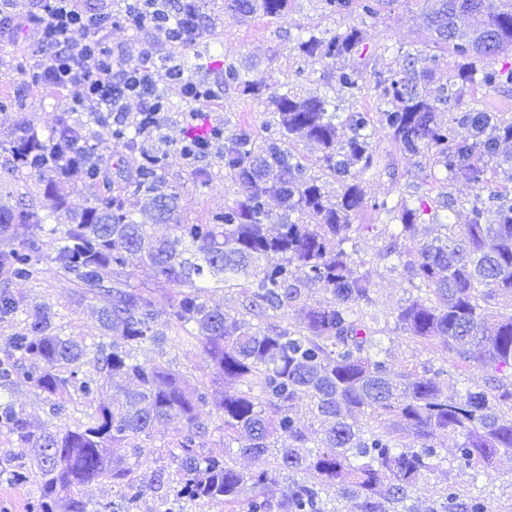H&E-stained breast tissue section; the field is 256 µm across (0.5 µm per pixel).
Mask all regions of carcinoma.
Masks as SVG:
<instances>
[{
	"instance_id": "obj_1",
	"label": "carcinoma",
	"mask_w": 512,
	"mask_h": 512,
	"mask_svg": "<svg viewBox=\"0 0 512 512\" xmlns=\"http://www.w3.org/2000/svg\"><path fill=\"white\" fill-rule=\"evenodd\" d=\"M289 0H224L232 16L277 17ZM330 15L361 18L332 34L310 31L299 40L300 56L336 65L339 90L373 93L378 111L350 112L339 119L325 95L303 96L282 81L258 83L232 64L224 83L191 77L187 94L205 104L232 87L240 95L277 114L276 128L256 136L240 128L198 130V111L186 116L190 132L181 143L192 166L221 152L224 172L238 186L237 198L202 224H186L177 214V193L168 184L166 150L145 151L140 141L161 137L163 114L174 111L164 92L153 93L155 107L131 122L106 124L105 138L92 145L122 140L132 173L119 182L99 162H86L83 136L68 113L43 133L33 124L16 127L9 148L11 176L33 178L51 201V210L0 205V237L25 236L0 251V270L9 278L38 282L44 275L42 237L56 243L54 260L82 296L106 295L112 305L99 317V336L86 344L80 336H61L55 314L45 311L7 337L0 357V388L25 373L51 402V414L67 411V397H91L98 384L80 375L91 354L112 381V399L88 422L54 430L34 429L14 404L0 402V434L33 451L36 471L21 465L9 478L26 483L36 477L28 512H98L80 487L97 479L112 483L116 495L132 506L145 491L134 467L146 453L156 425L177 421L171 441L177 478L160 471L153 487L165 512L183 501L200 506L245 504L246 512H328L323 487L356 501L357 512H486L483 500L463 496L448 485L436 499H413L439 469L436 439L461 438L453 461L459 469L486 472L503 453L512 452V422L496 410L512 408V314L500 311L512 302V195L493 185L488 174L512 182V118L493 107L448 113L438 118L448 97L473 96L482 89L512 83V66L487 65L512 47V8L501 0H429L424 21L436 35L437 51L396 58L379 68L381 55L370 49L364 18L377 15L392 0H322ZM136 28L163 22L173 39V65L167 76L178 80L189 56L208 54L201 46L200 13L186 0H136L126 6ZM457 59L449 84L430 92L440 53ZM381 126L405 158L446 173L448 184L465 181L478 192L466 200L451 195L369 198L352 170L376 166L374 134ZM469 131L457 139L456 128ZM320 152L327 180L310 176L299 143ZM74 169L89 204L79 212L67 207ZM337 185L328 191L329 182ZM133 191L145 197L159 224L173 232L157 238L151 225L138 223L125 209ZM280 208L275 230L267 227L269 200ZM493 224L483 223L489 208ZM464 214V222L440 221L439 209ZM372 211L398 222L399 232L381 256H396L409 296L393 312L395 328L419 344L441 348L461 363H477L491 372L486 389L465 399L442 395L448 370L423 366L397 370L383 356L378 320L368 313L373 284L363 265L346 248L357 215ZM137 256L152 276L171 287L168 332L156 327L153 296L128 287L122 274ZM237 289L243 312L232 315L208 296V284ZM320 283L330 300L312 304L309 285ZM18 302L0 291V319L13 318ZM292 312V321L284 320ZM270 320L255 325L246 316ZM201 349L214 375L227 384L222 392L205 382L188 391L184 375L152 357L165 345ZM307 397L319 422L303 424L291 414L293 402ZM212 406L224 426V447L240 438V452L268 453L274 467L245 474L224 459L200 449L199 412ZM389 416L384 426L349 422L355 412ZM411 438L402 446L397 436ZM124 458L131 466L118 465ZM288 481V491L275 487ZM389 484L392 497L381 496Z\"/></svg>"
}]
</instances>
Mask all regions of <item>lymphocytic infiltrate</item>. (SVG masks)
Instances as JSON below:
<instances>
[{"label":"lymphocytic infiltrate","mask_w":512,"mask_h":512,"mask_svg":"<svg viewBox=\"0 0 512 512\" xmlns=\"http://www.w3.org/2000/svg\"><path fill=\"white\" fill-rule=\"evenodd\" d=\"M9 7V0H0V15L6 16L9 30L34 27L40 42L54 45V52L40 60L39 70L49 86L69 92L68 111L109 113L121 122L127 118L122 91L131 77H139L144 89L153 87L150 67L114 69L116 52L103 24L112 15L109 0L93 12L79 0H30L23 16L9 15ZM75 29L82 31V40L68 42V32Z\"/></svg>","instance_id":"obj_1"}]
</instances>
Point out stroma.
<instances>
[{"mask_svg":"<svg viewBox=\"0 0 512 512\" xmlns=\"http://www.w3.org/2000/svg\"><path fill=\"white\" fill-rule=\"evenodd\" d=\"M127 0H112V12L118 20L109 28L107 35L115 50L120 51L123 67L137 66L141 50H149L154 62H162L169 53L168 44L158 42L151 30L138 29L119 18ZM424 8V0H393L392 4L381 9L379 14L369 19V30L377 44L387 46L390 54H413L432 43L434 34L426 29L419 16ZM201 11L205 17L202 27V40L210 49V56L203 64L210 80L223 81L224 67L234 64L245 71L249 78L262 82L271 79L276 69H283L284 79L297 85L308 95L335 97L339 114L356 110L375 111L377 103L370 97L349 98L336 94L333 87L324 81L333 68L323 62H311L298 57L295 50L297 38L302 29L315 27L320 30L336 29L341 19L325 13L321 0H290L287 9L277 18L252 16L234 19L224 13V0H205ZM30 30L7 40H0V96H15L18 104L0 110V164L5 163V152L22 116H31L37 127L46 130L56 126L59 116L66 107V92L46 95L27 88L26 71L37 65L40 55ZM207 125H219L229 129L246 127L259 135H266V126L274 117L263 107L243 100L234 90H226L217 100L203 107ZM186 129L179 113H167L164 119L161 139L144 140V149L159 147L170 151L166 179L177 192V210L182 221L197 223L210 213L223 210L237 195V187L224 175V160L219 155H210L202 166L209 176L208 184H200L190 168L176 154L175 149L183 140ZM377 149L386 162L394 164V175L365 177L363 186L367 196H383L397 199L404 196L415 198L426 193H440L450 190L453 196L473 195L472 185L455 183L451 187L432 182L429 177L406 161L398 147L385 134H378ZM361 228L351 235L347 246L355 260L363 264V272L368 273L374 284V313L385 321L382 346L388 359L395 366L420 367L430 365L449 369L450 374L441 384L443 395L456 397L466 390L485 386L489 374L471 363L452 367L445 352L425 350L416 345L405 333L390 326L391 312L407 296V288L400 275L391 271L390 261L379 259L378 253L388 242L393 231L385 219L372 215L360 216ZM0 289L7 290L19 303L20 310L14 318L0 320V350L5 347V339L22 324L34 321L42 311L50 310L59 315V332L64 336L90 337L98 333V317L108 306L106 296L81 297L76 286L62 273L56 263L45 265L41 282L28 283L8 280L0 275ZM81 371L101 384L103 391L97 399L73 396L69 404V423L84 422L95 415L100 403L108 400L111 394L110 380L101 364L93 358H85ZM0 397L10 400L16 408L22 409L34 425L49 422V403L38 395L25 376L15 377ZM198 423L205 431V454L229 456L235 468L250 472L270 467L272 456L255 459L239 454L237 450H225L224 431L220 420L212 410L200 412ZM178 422H170L155 428L146 445L151 453L146 461L135 469L136 478L150 482L155 471H164L167 477L177 475V464L168 453V443L178 429ZM31 462L29 449L13 443H0V512H28V503L34 491L31 484L11 481L6 475L7 468L27 465ZM454 484L464 495L483 498L487 512H512V453L502 454L493 471L475 475L471 470H460L451 463H443L441 471L432 476L426 485L430 492H438L447 484Z\"/></svg>","mask_w":512,"mask_h":512,"instance_id":"35a3bbf8","label":"stroma"}]
</instances>
